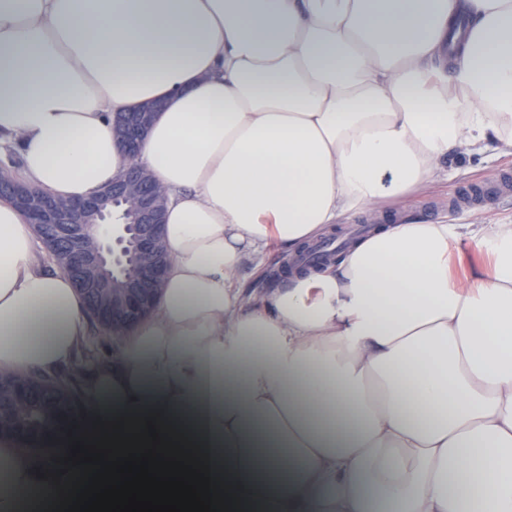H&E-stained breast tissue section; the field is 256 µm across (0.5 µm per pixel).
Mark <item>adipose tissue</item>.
Returning a JSON list of instances; mask_svg holds the SVG:
<instances>
[{"mask_svg":"<svg viewBox=\"0 0 512 512\" xmlns=\"http://www.w3.org/2000/svg\"><path fill=\"white\" fill-rule=\"evenodd\" d=\"M153 101L157 308L82 376L85 425L0 437V512H58L63 449L148 421L228 512H512L511 224H384L251 301L237 280L448 154L512 153V0H0L15 180L98 194L129 164L113 114ZM465 241L492 259L456 279ZM90 324L0 197V374L65 373Z\"/></svg>","mask_w":512,"mask_h":512,"instance_id":"adipose-tissue-1","label":"adipose tissue"}]
</instances>
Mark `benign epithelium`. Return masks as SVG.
<instances>
[{"label":"benign epithelium","instance_id":"7a95c632","mask_svg":"<svg viewBox=\"0 0 512 512\" xmlns=\"http://www.w3.org/2000/svg\"><path fill=\"white\" fill-rule=\"evenodd\" d=\"M160 108L159 103L138 106L112 117V128L131 163L124 174L98 196L62 208L47 194L12 179L0 178V195L10 196L34 227L52 226L59 263L74 273L82 289L93 295L105 311L112 313V318L130 323L154 310L156 294L169 265L161 230L166 197L152 175L137 163L144 136ZM117 201L132 204L134 223L139 225V263L137 273L125 280L121 291L114 292L100 287V283L109 274H125L121 232L127 222H114L110 213ZM93 215L100 229L98 249L76 265L66 244L85 234L86 223Z\"/></svg>","mask_w":512,"mask_h":512}]
</instances>
